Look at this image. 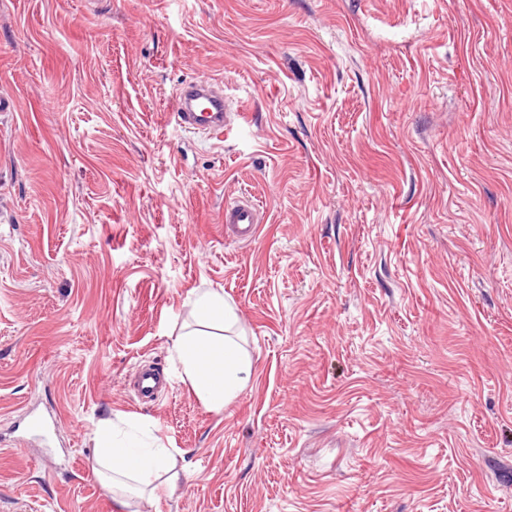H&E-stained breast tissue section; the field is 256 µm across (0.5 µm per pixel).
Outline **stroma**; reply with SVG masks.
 I'll list each match as a JSON object with an SVG mask.
<instances>
[{
	"mask_svg": "<svg viewBox=\"0 0 512 512\" xmlns=\"http://www.w3.org/2000/svg\"><path fill=\"white\" fill-rule=\"evenodd\" d=\"M194 79L247 121L179 129ZM0 91V512H127L94 431L137 419L142 512H512V0H0ZM205 291L220 413L173 350ZM262 222V213L253 201L234 197L224 202V224L239 242H252ZM193 316L201 326L221 334L188 332L176 338L173 348L191 390L208 410L220 413L249 382L251 361L241 346L227 336L236 315L224 294L206 291L198 295ZM167 378L164 372L155 366H140L135 380V390L143 403L156 400L159 392L167 387ZM96 433L100 442L97 473L113 495L127 481L136 483L140 500H150L161 487H173L175 474L161 481L171 470L169 448L120 437L106 421L99 424Z\"/></svg>",
	"mask_w": 512,
	"mask_h": 512,
	"instance_id": "stroma-1",
	"label": "stroma"
}]
</instances>
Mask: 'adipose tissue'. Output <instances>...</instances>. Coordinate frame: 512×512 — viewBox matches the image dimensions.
Wrapping results in <instances>:
<instances>
[{
  "label": "adipose tissue",
  "mask_w": 512,
  "mask_h": 512,
  "mask_svg": "<svg viewBox=\"0 0 512 512\" xmlns=\"http://www.w3.org/2000/svg\"><path fill=\"white\" fill-rule=\"evenodd\" d=\"M193 315L199 330L177 337L173 348L191 390L208 410L219 413L246 387L251 361L230 336L236 315L223 294L206 291L198 295ZM97 436L98 474L109 490L131 481L138 487L139 499L148 500L161 486H173L167 448L118 436L105 421L99 424Z\"/></svg>",
  "instance_id": "1"
}]
</instances>
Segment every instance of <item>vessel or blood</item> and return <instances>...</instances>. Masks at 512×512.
Instances as JSON below:
<instances>
[{
  "mask_svg": "<svg viewBox=\"0 0 512 512\" xmlns=\"http://www.w3.org/2000/svg\"><path fill=\"white\" fill-rule=\"evenodd\" d=\"M174 118L178 125L192 133H204L220 138L228 127L224 92L217 83L195 80L183 84L176 96ZM224 222L238 241L252 242L262 222V213L253 201L235 197L224 203ZM167 386L164 372L155 366H140L135 380L138 398L154 402Z\"/></svg>",
  "mask_w": 512,
  "mask_h": 512,
  "instance_id": "b4317fda",
  "label": "vessel or blood"
}]
</instances>
